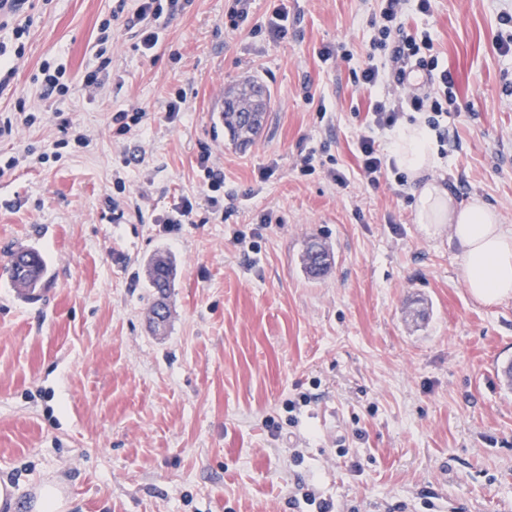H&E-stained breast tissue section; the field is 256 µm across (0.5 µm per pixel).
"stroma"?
<instances>
[{"label":"stroma","mask_w":512,"mask_h":512,"mask_svg":"<svg viewBox=\"0 0 512 512\" xmlns=\"http://www.w3.org/2000/svg\"><path fill=\"white\" fill-rule=\"evenodd\" d=\"M34 23L0 113H36L0 139V268L36 247L49 276L37 300L0 288V482L32 512L57 483L67 512H512V298L468 291L448 234L415 224L392 172L356 175L355 142L372 96L349 65L365 59L379 0H250L251 25L288 13V35L225 30L229 0H189L161 17L151 57L135 49L126 0H33ZM512 0H434L408 11L448 67L459 108L432 171L457 202L480 198L512 225ZM110 57L95 92L84 76ZM65 95L42 99L43 64ZM255 80L267 119L247 150L217 114ZM186 103L176 120L166 107ZM136 104L145 125L115 143L111 118ZM87 148H63L60 120ZM224 170L222 207L207 202L197 157ZM316 170L301 175L300 153ZM346 173L340 187L326 175ZM190 199L179 231L161 223ZM256 246L237 245L236 232ZM333 251L321 282L303 275L310 237ZM174 261L167 296L146 264ZM168 311L154 328L149 311ZM308 394L300 404V394ZM314 488L317 501L303 494Z\"/></svg>","instance_id":"1"}]
</instances>
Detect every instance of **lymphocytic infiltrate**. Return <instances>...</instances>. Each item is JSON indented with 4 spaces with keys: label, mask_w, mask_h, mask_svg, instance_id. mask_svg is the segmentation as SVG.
Returning <instances> with one entry per match:
<instances>
[{
    "label": "lymphocytic infiltrate",
    "mask_w": 512,
    "mask_h": 512,
    "mask_svg": "<svg viewBox=\"0 0 512 512\" xmlns=\"http://www.w3.org/2000/svg\"><path fill=\"white\" fill-rule=\"evenodd\" d=\"M28 0H0V31L12 32L11 42L0 40V94L9 90L16 73V61L24 55L26 24L18 17ZM408 0H381L377 35L366 61L352 70L355 85L379 90L364 129L356 142L361 158L359 175L368 184H377L386 164L376 139L377 133L396 131L405 112L417 113L435 131L439 141L448 139V108L455 105V81L447 67L432 55L431 34L423 30L405 33L400 22ZM180 0H136L129 20L138 30V50L151 56L159 41L157 21L164 13L179 9Z\"/></svg>",
    "instance_id": "lymphocytic-infiltrate-1"
}]
</instances>
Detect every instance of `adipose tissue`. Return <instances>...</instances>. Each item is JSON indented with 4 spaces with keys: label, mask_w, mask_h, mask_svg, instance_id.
Segmentation results:
<instances>
[{
    "label": "adipose tissue",
    "mask_w": 512,
    "mask_h": 512,
    "mask_svg": "<svg viewBox=\"0 0 512 512\" xmlns=\"http://www.w3.org/2000/svg\"><path fill=\"white\" fill-rule=\"evenodd\" d=\"M390 155L413 182V212L421 232L432 236L449 230L459 245L470 293L485 303L512 297V225L480 199L456 203L432 177L435 137L424 120L404 123L393 134Z\"/></svg>",
    "instance_id": "obj_1"
}]
</instances>
